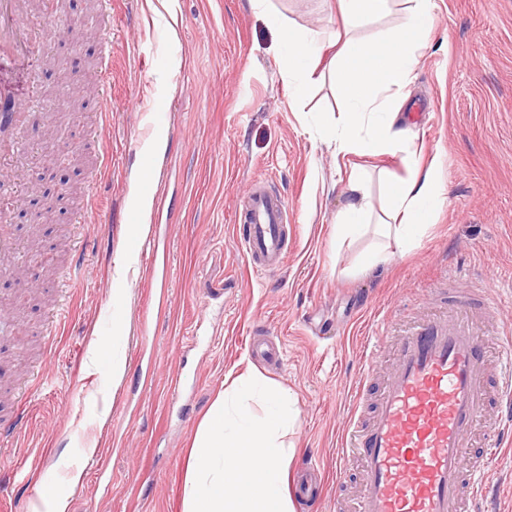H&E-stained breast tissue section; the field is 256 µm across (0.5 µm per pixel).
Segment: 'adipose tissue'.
<instances>
[{"label":"adipose tissue","mask_w":512,"mask_h":512,"mask_svg":"<svg viewBox=\"0 0 512 512\" xmlns=\"http://www.w3.org/2000/svg\"><path fill=\"white\" fill-rule=\"evenodd\" d=\"M406 2L404 25L388 30L378 43L336 34L325 37L281 21L276 24L281 74L293 90V106L301 107L309 90L327 77L343 101L334 121L315 128L334 155H392L400 158L407 171L405 178L387 185L379 206L373 202L363 169H351L347 175L350 201L334 220L336 243L349 247L366 235L377 236L378 244L368 247L363 256L367 268L412 249L440 202L433 168L422 167L407 149V131L399 112L415 67L412 45L432 27L436 4L434 0ZM379 208L395 215L396 223L375 221Z\"/></svg>","instance_id":"1"}]
</instances>
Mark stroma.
<instances>
[{
  "mask_svg": "<svg viewBox=\"0 0 512 512\" xmlns=\"http://www.w3.org/2000/svg\"><path fill=\"white\" fill-rule=\"evenodd\" d=\"M435 3L402 109L412 151L438 172L443 204L414 250L368 271L363 244L340 252L331 235L349 200L347 173L362 167L377 197L405 171L393 156H333L304 133L274 51L278 32L249 0H177L174 36L148 0L19 5L16 23L30 42L12 58L17 82L0 89V107L24 105L29 156L14 167L8 218L36 231L23 254L43 262L20 278L0 274V303L23 311L11 335L0 333V376L24 412L4 454L24 479L0 488L16 512H44L40 485L65 484L78 466L84 479L68 491V512H182L197 428L227 375L249 370L295 403L290 478L310 463L319 469L306 492H290L294 512H355L362 474L338 470L336 448L368 331L391 325L381 380L393 337L444 310L435 288L451 267L466 270L462 288L487 291L492 308L475 318L495 367L512 339V0ZM270 5L299 29L326 36L341 25L336 0ZM72 13L97 31L79 55L54 34ZM105 38L108 79L97 63ZM65 79L110 93V114L30 108L33 95ZM52 126L56 147L71 152L62 171L36 154ZM149 165L152 183L136 188L134 174ZM257 178L291 215L286 262L261 274L238 245L236 220ZM32 184L40 195L27 194ZM139 190L151 198L144 212ZM92 199L100 221L81 223ZM77 258L85 281L75 289L68 271ZM255 330L282 348V364L254 358ZM99 337L107 350L95 349ZM500 443L479 512H512V434Z\"/></svg>",
  "mask_w": 512,
  "mask_h": 512,
  "instance_id": "35a3bbf8",
  "label": "stroma"
}]
</instances>
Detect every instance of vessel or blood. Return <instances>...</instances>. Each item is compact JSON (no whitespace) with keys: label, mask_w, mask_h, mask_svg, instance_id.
<instances>
[{"label":"vessel or blood","mask_w":512,"mask_h":512,"mask_svg":"<svg viewBox=\"0 0 512 512\" xmlns=\"http://www.w3.org/2000/svg\"><path fill=\"white\" fill-rule=\"evenodd\" d=\"M16 0H0V47L15 42ZM239 244L249 266L264 272L287 258L288 219L279 197L255 180L242 209ZM470 299L459 295L447 315L419 323L396 348L395 365L373 386L381 337L366 354L336 464L360 462L365 473L357 512H476L490 455L472 449V435L490 395L504 424L512 423V350L498 359L496 381L486 370L485 338Z\"/></svg>","instance_id":"obj_1"}]
</instances>
